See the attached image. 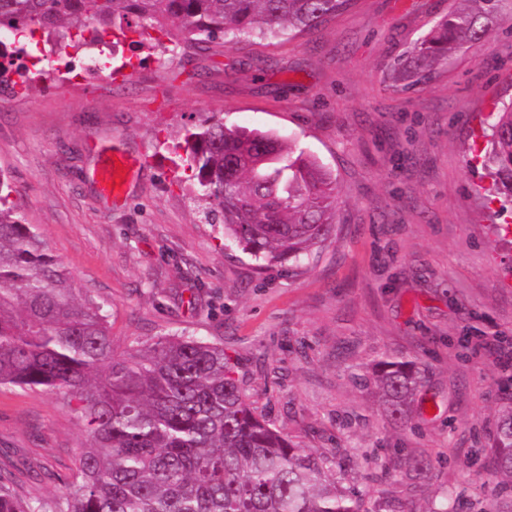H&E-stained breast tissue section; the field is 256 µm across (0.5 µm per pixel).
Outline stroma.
I'll return each mask as SVG.
<instances>
[{
    "label": "stroma",
    "mask_w": 512,
    "mask_h": 512,
    "mask_svg": "<svg viewBox=\"0 0 512 512\" xmlns=\"http://www.w3.org/2000/svg\"><path fill=\"white\" fill-rule=\"evenodd\" d=\"M457 0H350L312 32L159 54L122 40L112 72L0 95V170L27 223L100 303L122 356L163 336L223 346L247 401L332 461L367 507L415 512L445 491L459 512H512L485 451L507 374L483 344L512 345V196L485 199L479 153L512 101V0L487 40L420 80L399 60ZM205 120L295 141L336 180L340 222L298 263L258 265L224 237L184 170L185 130ZM148 155L123 201L96 174ZM385 359L424 376L396 419L367 382ZM76 401L0 386V473L30 501L80 478ZM424 459L409 473L410 457ZM402 483L380 482L382 464Z\"/></svg>",
    "instance_id": "stroma-1"
}]
</instances>
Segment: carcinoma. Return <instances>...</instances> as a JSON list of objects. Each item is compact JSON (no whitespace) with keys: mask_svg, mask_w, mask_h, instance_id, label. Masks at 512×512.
<instances>
[{"mask_svg":"<svg viewBox=\"0 0 512 512\" xmlns=\"http://www.w3.org/2000/svg\"><path fill=\"white\" fill-rule=\"evenodd\" d=\"M349 0H0V29L64 46L87 27L138 36L149 31L225 47L294 36ZM436 23L416 48L424 72L490 31L497 0H469ZM183 167L198 181L224 235L261 264L299 263L336 223L331 175L274 133L227 127L189 131ZM272 145L273 152L264 148ZM486 161L494 191L512 193V102L497 111ZM0 173V385L46 388L81 403L89 446L81 480L31 505L0 478V512H372L340 489L330 461L259 418L224 348L188 336L160 338L118 357L103 307L73 286ZM376 383L402 418L423 383L402 360L376 365ZM491 467L512 483V410L499 419Z\"/></svg>","mask_w":512,"mask_h":512,"instance_id":"carcinoma-1","label":"carcinoma"}]
</instances>
